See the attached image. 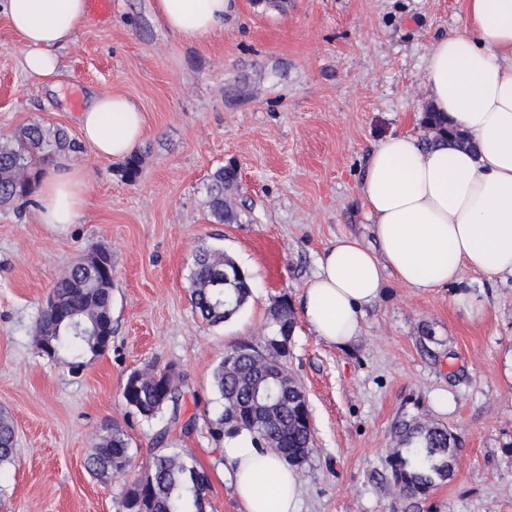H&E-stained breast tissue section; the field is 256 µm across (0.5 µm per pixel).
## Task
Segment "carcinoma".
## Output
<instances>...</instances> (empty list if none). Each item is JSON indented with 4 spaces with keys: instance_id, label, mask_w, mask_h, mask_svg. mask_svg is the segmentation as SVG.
<instances>
[{
    "instance_id": "cac0c4a2",
    "label": "carcinoma",
    "mask_w": 512,
    "mask_h": 512,
    "mask_svg": "<svg viewBox=\"0 0 512 512\" xmlns=\"http://www.w3.org/2000/svg\"><path fill=\"white\" fill-rule=\"evenodd\" d=\"M425 146L437 140L460 139L448 134V123L440 114L425 112ZM78 149L76 141L59 127L39 123L25 125L0 141V206L25 204L34 194L44 167ZM239 180L234 166H223L210 176L208 204L219 224L237 220V212L225 193ZM190 300L195 312L210 326L231 320L251 296L249 275L231 258L217 250L201 249L191 270ZM59 307L70 309L59 324L52 325L45 313L35 323L37 349L65 361L73 371L97 356L92 338L96 325L112 334V279L103 278L80 265L72 266L51 289ZM270 332L256 343L247 342L224 351L215 368L213 386L224 401V411L209 422V432L221 440L243 432L279 454L288 464L302 468L314 452L306 392L288 372V352L280 343L289 341L296 322L288 297L276 299L269 309ZM123 398L146 421L168 415V427L156 438L144 474L124 485L118 512H205L211 487L210 476L189 464L184 453L163 444L171 427L180 420L184 399L183 379L174 381L160 394L153 372H137L134 391L123 389ZM397 442L386 458L393 483L401 499L425 496L450 476L455 457L453 435L445 427L427 422L401 420L394 426ZM15 429L9 416L0 413V467L14 462ZM131 446L125 430L112 426L98 438L87 460V470L98 478L127 480Z\"/></svg>"
}]
</instances>
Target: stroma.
Here are the masks:
<instances>
[{"label": "stroma", "instance_id": "obj_1", "mask_svg": "<svg viewBox=\"0 0 512 512\" xmlns=\"http://www.w3.org/2000/svg\"><path fill=\"white\" fill-rule=\"evenodd\" d=\"M463 0H288L287 13L234 0L197 40L164 25L157 0H112L60 49L50 89L22 66L0 15V136L40 123L79 139L94 92L143 112L139 172L88 147L66 162L87 174L74 224H43L37 203L0 207V412L17 455L0 471V512H116L122 485L91 475L97 437L119 424L141 467L166 418L145 421L122 398L128 375L172 365L185 383L186 432H168L210 474L206 512H242L208 422L223 410L213 373L225 350L269 331L273 301L300 294L337 238L373 243L359 195L386 134H422L426 56L463 28ZM239 169V221L208 209L211 173ZM112 254V340L83 372L39 353L34 325L54 283L88 247ZM203 247L251 278L233 320L209 326L190 301ZM461 288L420 293L396 281L350 345L327 344L297 316L287 365L307 391L316 450L301 470V512H512V277L464 271ZM451 396L448 411L433 398ZM431 421L458 448L448 480L399 500L385 459L399 420ZM166 431V430H165Z\"/></svg>", "mask_w": 512, "mask_h": 512}]
</instances>
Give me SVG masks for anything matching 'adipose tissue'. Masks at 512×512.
<instances>
[{"mask_svg":"<svg viewBox=\"0 0 512 512\" xmlns=\"http://www.w3.org/2000/svg\"><path fill=\"white\" fill-rule=\"evenodd\" d=\"M229 0H158L167 27L195 40L223 26ZM23 49V67L58 75L59 48L88 19L86 0H0ZM463 30L430 49L423 73L435 111L474 147H425L419 135L385 136L371 153L360 196L375 245L338 238L317 259L301 295L310 329L343 347L362 331L366 307L387 278L421 292L459 284L464 270L487 281L512 276V0H465ZM84 143L120 160L142 139L145 118L119 93H99L83 109ZM87 177L66 164L36 190L44 224H74L86 206ZM224 465L243 512H299L301 475L248 434L224 442Z\"/></svg>","mask_w":512,"mask_h":512,"instance_id":"obj_1","label":"adipose tissue"}]
</instances>
